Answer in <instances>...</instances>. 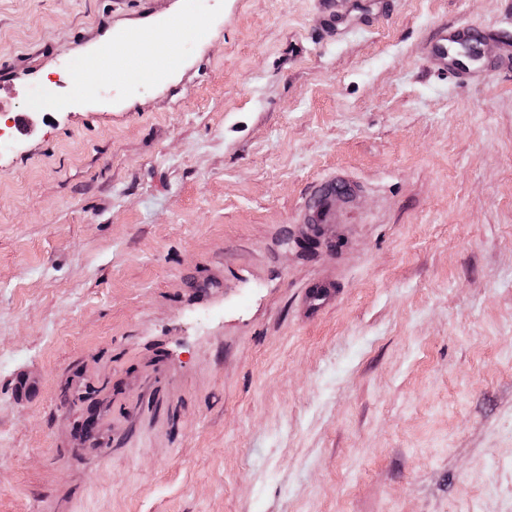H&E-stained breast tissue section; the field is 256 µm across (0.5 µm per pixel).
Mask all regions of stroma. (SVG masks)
Wrapping results in <instances>:
<instances>
[{"mask_svg": "<svg viewBox=\"0 0 512 512\" xmlns=\"http://www.w3.org/2000/svg\"><path fill=\"white\" fill-rule=\"evenodd\" d=\"M462 22L512 45V0H0V512H512V61L438 73ZM481 39L482 33L475 24L464 23L449 29H442L431 41V56L439 70L453 74L448 69L450 47L456 44L468 46L470 51H474ZM350 191L351 188L343 182H331L320 186L309 202L310 217L319 224H333L330 212L332 208H328L326 205L327 197L335 192L336 196L347 195Z\"/></svg>", "mask_w": 512, "mask_h": 512, "instance_id": "stroma-1", "label": "stroma"}]
</instances>
